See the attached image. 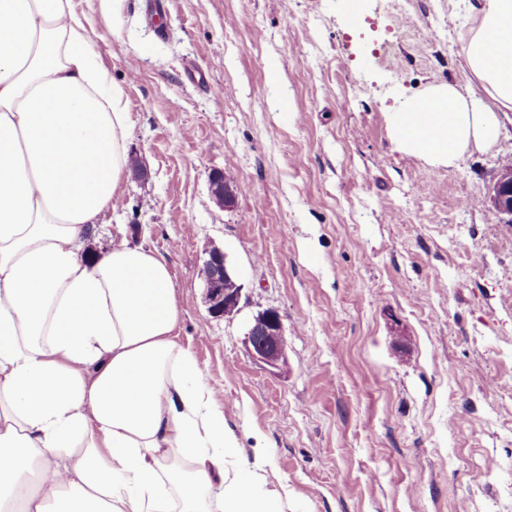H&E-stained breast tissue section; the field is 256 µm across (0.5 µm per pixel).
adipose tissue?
Instances as JSON below:
<instances>
[{"label": "adipose tissue", "mask_w": 512, "mask_h": 512, "mask_svg": "<svg viewBox=\"0 0 512 512\" xmlns=\"http://www.w3.org/2000/svg\"><path fill=\"white\" fill-rule=\"evenodd\" d=\"M468 91L389 113L397 145L448 165L512 112V0H480ZM123 89L72 0H0V512H283L188 346L168 263L113 240L129 153Z\"/></svg>", "instance_id": "obj_1"}]
</instances>
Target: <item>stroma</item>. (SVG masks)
I'll use <instances>...</instances> for the list:
<instances>
[{"instance_id":"stroma-1","label":"stroma","mask_w":512,"mask_h":512,"mask_svg":"<svg viewBox=\"0 0 512 512\" xmlns=\"http://www.w3.org/2000/svg\"><path fill=\"white\" fill-rule=\"evenodd\" d=\"M125 94L136 164L86 240L168 263L190 345L287 512H512V224L492 145L434 167L387 114L472 85L470 0H73ZM236 186L231 205L209 176ZM242 286L206 300L211 249ZM287 361H254L260 314ZM489 197L491 205L502 215L507 216V223H512V164L501 165L496 182ZM245 345L253 359L269 368H278L286 358L284 327L279 314L268 311L258 316L249 329Z\"/></svg>"}]
</instances>
